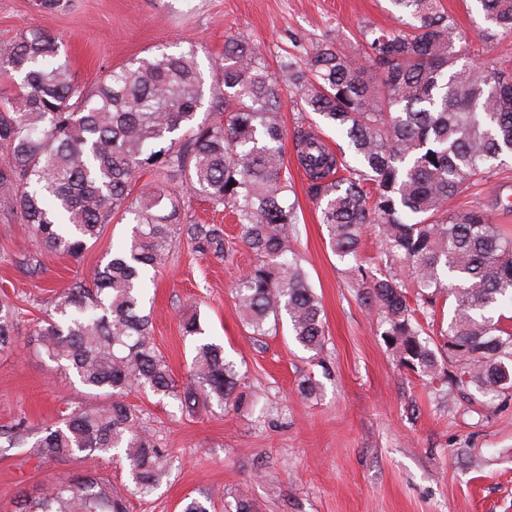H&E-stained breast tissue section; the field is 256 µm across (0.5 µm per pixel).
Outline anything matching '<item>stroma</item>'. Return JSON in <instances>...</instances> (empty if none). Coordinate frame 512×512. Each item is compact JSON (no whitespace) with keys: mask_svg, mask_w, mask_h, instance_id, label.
I'll list each match as a JSON object with an SVG mask.
<instances>
[{"mask_svg":"<svg viewBox=\"0 0 512 512\" xmlns=\"http://www.w3.org/2000/svg\"><path fill=\"white\" fill-rule=\"evenodd\" d=\"M442 3L466 38L468 60L490 63L512 46L488 39L476 0ZM364 25L394 30L400 23L389 0H58L51 9L41 0H0V51L20 34L46 32L63 43L75 81L90 88L107 71L193 46L209 93L227 40L259 45L274 72L282 56L303 59L326 40L360 51ZM280 93L299 214L295 248L322 304L326 347L315 360L287 329L251 338L236 313L234 290L256 257L234 215L181 192L188 219L221 230L224 252H198L184 241L176 246L149 291L156 346L174 378L185 381L193 346L180 321L199 316L266 408L239 413L201 406L189 413L175 400L130 393L142 428L169 456L162 485L131 498L129 512H181L186 498L213 488L224 491L213 512H224L241 494L257 512H512V400L486 410L399 365L376 313L361 302L349 262L329 247L292 139L301 112L289 87ZM511 195L512 169L450 198L448 209H483L512 232V210L501 207ZM130 229L111 221L81 257L71 258L45 249L19 212L0 205V294L19 312L17 346L0 352V429L21 418L28 426L23 443L0 438V512H13L19 491L34 494L87 471L119 488L128 482L126 469L108 456L43 462L34 455L33 443L62 409L96 400L30 339L55 291L91 280ZM305 375L320 386L316 398L296 392Z\"/></svg>","mask_w":512,"mask_h":512,"instance_id":"stroma-1","label":"stroma"}]
</instances>
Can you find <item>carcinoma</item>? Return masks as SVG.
I'll use <instances>...</instances> for the list:
<instances>
[{
	"mask_svg": "<svg viewBox=\"0 0 512 512\" xmlns=\"http://www.w3.org/2000/svg\"><path fill=\"white\" fill-rule=\"evenodd\" d=\"M412 19L406 31L365 27L364 48L319 45L305 66L291 58L269 72L246 38L224 46V93L203 118L195 52L160 53L112 71L92 90L74 81L55 38L33 31L0 52V71L19 79L0 102V202L22 215L49 251L80 256L115 217L130 235L108 253L92 284L55 292L34 329L35 351L102 398L74 406L35 444L41 460L113 454L129 484L88 473L51 485L15 512H127L167 473L168 449L139 427L134 389L239 411L260 396L242 390L239 370L206 336L200 319L181 323L195 343L187 382L175 380L158 350L146 309L149 285L172 245L186 240L224 253L220 232L187 218L171 183L233 212L257 263L236 290L244 327L267 336L286 321L289 335L318 357L326 343L322 306L296 256L299 218L284 158L280 84L316 127L341 132L352 160L320 134L297 131L295 149L321 206L332 252L352 259L362 297L398 362L448 391L474 390L491 405L512 397V237L479 209L448 213V199L512 161V72L462 62L464 37L440 0H389ZM483 17L512 36V0H478ZM152 177L147 191L138 179ZM376 228L381 267L360 260L363 229ZM408 269L410 282L396 272ZM447 326L434 329L439 295ZM16 307L0 298V351L16 346ZM215 493L182 512H210Z\"/></svg>",
	"mask_w": 512,
	"mask_h": 512,
	"instance_id": "cac0c4a2",
	"label": "carcinoma"
}]
</instances>
